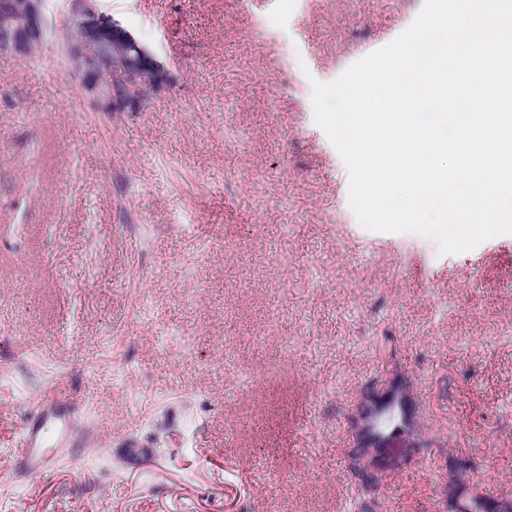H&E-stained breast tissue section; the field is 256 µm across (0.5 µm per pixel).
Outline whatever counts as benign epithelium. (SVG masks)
Listing matches in <instances>:
<instances>
[{
  "mask_svg": "<svg viewBox=\"0 0 512 512\" xmlns=\"http://www.w3.org/2000/svg\"><path fill=\"white\" fill-rule=\"evenodd\" d=\"M1 14L11 21L0 27V53L24 59L43 44L51 25L45 0H0ZM61 27L69 37L65 52L72 73L82 91L101 111H139L168 84V72L156 54L120 21L103 12L98 0H71ZM393 398H408L402 381L393 380L386 388L373 384L351 412L355 450L352 465L365 475L376 478L399 475L421 456L423 445L413 423L366 445L369 425L366 409L372 404L382 406ZM447 471L439 486V497L450 512L456 510L457 498L465 492L481 493L498 504H512L509 492L475 488L465 481L462 460H448Z\"/></svg>",
  "mask_w": 512,
  "mask_h": 512,
  "instance_id": "obj_1",
  "label": "benign epithelium"
}]
</instances>
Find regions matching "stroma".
<instances>
[{
  "mask_svg": "<svg viewBox=\"0 0 512 512\" xmlns=\"http://www.w3.org/2000/svg\"><path fill=\"white\" fill-rule=\"evenodd\" d=\"M99 4L169 73L142 111L95 110L61 30L0 53V512H346L351 411L395 377L512 490V235L442 255L368 230L314 122L311 80L424 0ZM51 387L81 425L19 472ZM444 465L390 478L388 512H440ZM44 442L43 432L38 425L32 428L25 427L18 442V449L11 457L15 460L16 467L30 473H38L51 465L53 456L43 450Z\"/></svg>",
  "mask_w": 512,
  "mask_h": 512,
  "instance_id": "35a3bbf8",
  "label": "stroma"
}]
</instances>
